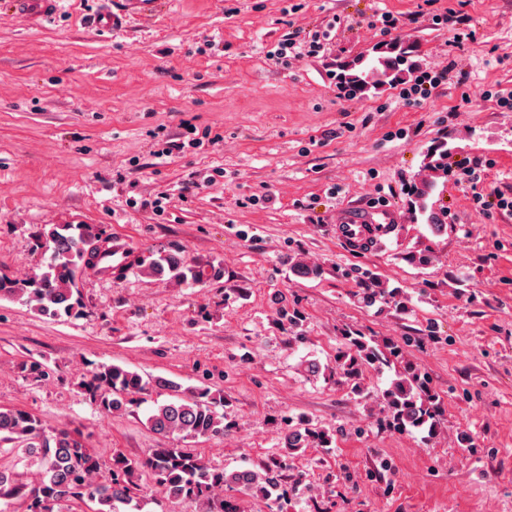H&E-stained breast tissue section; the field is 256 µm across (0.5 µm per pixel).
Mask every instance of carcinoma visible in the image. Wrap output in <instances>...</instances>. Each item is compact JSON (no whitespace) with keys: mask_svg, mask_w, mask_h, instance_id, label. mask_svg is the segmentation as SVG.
<instances>
[{"mask_svg":"<svg viewBox=\"0 0 512 512\" xmlns=\"http://www.w3.org/2000/svg\"><path fill=\"white\" fill-rule=\"evenodd\" d=\"M394 56L358 60V67H347L339 75L340 83L362 92L373 86L389 84L411 66L412 50L396 44ZM51 250L47 270L34 275L22 287L0 278V297L36 303L47 316L83 315L80 298L74 297L72 282L75 271L84 266L98 268L101 254L112 251L102 233L87 224H63L52 229L46 242ZM152 272L178 283H200L204 271L185 265L172 255H161L154 261ZM355 280L363 289V300L372 306L395 302V290L383 287L379 275L369 269L355 268ZM346 350L337 356L339 367L351 382L353 392L360 394V376L365 366H391L403 359L402 349L393 343L381 350L373 337H346ZM19 368L33 378L48 376L46 365L29 357ZM90 398L105 413L123 409L136 395L157 393L166 396L148 416L150 428L169 438H209L224 434V414L217 411L219 402L206 389L186 393L174 380L157 377L145 379L140 374L118 365H98L87 386ZM387 425L397 432H420L433 437L437 432L440 412L437 399L421 370L404 364L390 386L384 390ZM0 443H11L37 466V477L25 483L15 473L0 470V502L9 504L20 498L25 512H62L65 502L88 500L98 505L96 512H123L121 507L132 503L134 474L142 469L151 473L155 483L168 496L183 501H198L202 512H240L237 500L224 496V488L249 494L254 491L270 501V508L282 512L288 500V484L283 482L285 461L273 458L258 469H244L230 474L211 469L201 458L177 446L152 448L142 458L112 457L107 476L99 475L100 463L88 448L66 431L48 432L42 422L27 411L0 409ZM332 439L317 429L298 426L283 438V456L313 445L327 447Z\"/></svg>","mask_w":512,"mask_h":512,"instance_id":"carcinoma-1","label":"carcinoma"}]
</instances>
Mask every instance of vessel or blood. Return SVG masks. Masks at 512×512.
Instances as JSON below:
<instances>
[{
    "label": "vessel or blood",
    "instance_id": "b4317fda",
    "mask_svg": "<svg viewBox=\"0 0 512 512\" xmlns=\"http://www.w3.org/2000/svg\"><path fill=\"white\" fill-rule=\"evenodd\" d=\"M112 10L93 15L91 22L100 32L113 34L121 31L126 21L146 25L163 12L171 11L175 0H116ZM62 0H0V14L7 13L22 19L28 26L39 27L50 21L60 10ZM397 214L390 208L368 209L349 206L336 214L335 233L339 241L355 251H364L382 245L396 223ZM139 255L135 247L122 239L112 241L108 261L113 271L134 269Z\"/></svg>",
    "mask_w": 512,
    "mask_h": 512
}]
</instances>
